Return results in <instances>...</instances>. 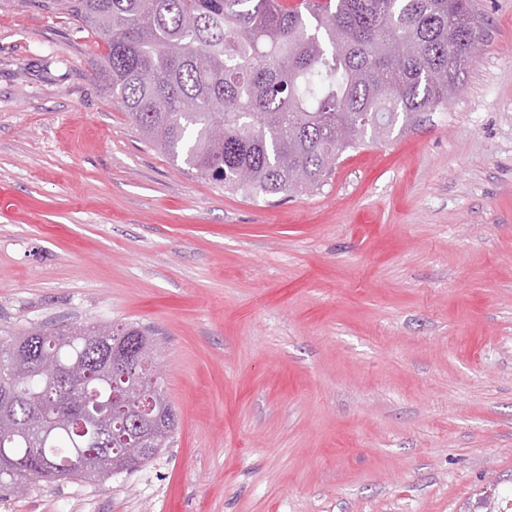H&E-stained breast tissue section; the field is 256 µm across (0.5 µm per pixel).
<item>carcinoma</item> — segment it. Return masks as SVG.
<instances>
[{
  "mask_svg": "<svg viewBox=\"0 0 512 512\" xmlns=\"http://www.w3.org/2000/svg\"><path fill=\"white\" fill-rule=\"evenodd\" d=\"M104 42L99 76L142 138L201 176L255 198L318 187L366 135L448 103L482 32L471 0H60ZM129 353L115 421L81 433L45 357L82 373L86 409L112 398L104 354ZM156 343L137 324L30 327L0 341V487L88 480L151 461L175 413L157 372ZM152 399V423H135ZM38 453H31V449Z\"/></svg>",
  "mask_w": 512,
  "mask_h": 512,
  "instance_id": "obj_1",
  "label": "carcinoma"
}]
</instances>
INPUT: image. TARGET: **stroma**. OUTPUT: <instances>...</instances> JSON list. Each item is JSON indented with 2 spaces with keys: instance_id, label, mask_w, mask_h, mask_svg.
Here are the masks:
<instances>
[{
  "instance_id": "stroma-1",
  "label": "stroma",
  "mask_w": 512,
  "mask_h": 512,
  "mask_svg": "<svg viewBox=\"0 0 512 512\" xmlns=\"http://www.w3.org/2000/svg\"><path fill=\"white\" fill-rule=\"evenodd\" d=\"M446 105L310 192L224 188L149 146L102 40L0 0V340L152 331L178 426L0 512H465L512 487V0Z\"/></svg>"
}]
</instances>
